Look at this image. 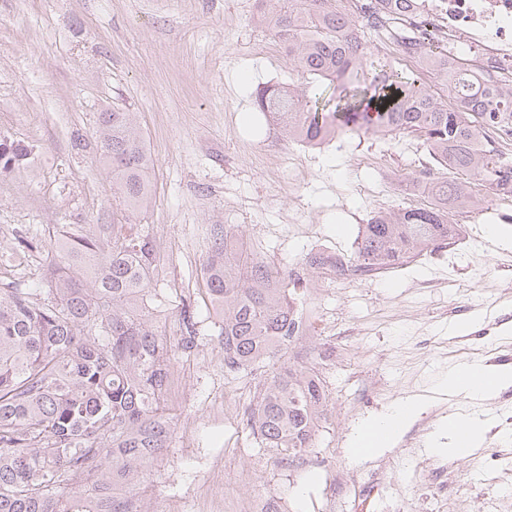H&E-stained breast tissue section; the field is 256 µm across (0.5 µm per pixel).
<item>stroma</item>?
<instances>
[{
    "mask_svg": "<svg viewBox=\"0 0 512 512\" xmlns=\"http://www.w3.org/2000/svg\"><path fill=\"white\" fill-rule=\"evenodd\" d=\"M256 0H0V139L28 146L0 171V280L16 232L32 239L30 285L42 282L59 230L108 237L136 225L157 245L153 318L178 342L194 311L195 348L176 352L168 448L137 491L144 512H239L255 497L275 512H512V386L486 400L448 395L457 365L512 368V202L473 182L480 224L457 215L455 244L374 276H308L296 307L308 328L292 367L314 369L326 393L311 448L295 462L261 445L247 419L279 370L224 366L200 268L210 229H235L257 256L296 267L311 251L352 256L372 212L428 205L419 185L451 178L412 136L341 135L316 148L288 142L254 105L268 84L299 83L284 50L259 26ZM372 58L426 87L444 80L409 66L392 38ZM134 113L154 165L146 207L123 206L99 160L100 113ZM305 220L291 224L288 211ZM414 397L422 409L396 443L354 458L362 422ZM453 415L483 421L466 457L431 453Z\"/></svg>",
    "mask_w": 512,
    "mask_h": 512,
    "instance_id": "stroma-1",
    "label": "stroma"
}]
</instances>
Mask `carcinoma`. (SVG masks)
Here are the masks:
<instances>
[{
    "label": "carcinoma",
    "instance_id": "obj_1",
    "mask_svg": "<svg viewBox=\"0 0 512 512\" xmlns=\"http://www.w3.org/2000/svg\"><path fill=\"white\" fill-rule=\"evenodd\" d=\"M257 22L268 28L303 75L329 81L331 94L310 87L269 86L260 111L288 140L316 146L339 135L369 131L411 134L430 157L461 178L431 181L422 208L375 212L353 256L322 252L301 266L330 267L339 277L365 276L406 265L456 243L468 208L483 207L471 183L498 199H512V158L482 147L487 131L512 120V92L504 94L463 67L448 69L437 46L395 34L448 79L436 95L388 63H377L361 85L369 48L365 35L405 25L410 0H258ZM101 159L126 206L150 199L153 160L133 113H100L95 131ZM28 159L26 149L0 142V168ZM202 263L204 292L215 315L224 365L234 371L278 357L303 323L294 294L303 287L295 268H282L244 250L226 258L233 228H211ZM33 244L15 234L14 266H24ZM45 288L0 285V512H134L136 490L168 447L173 417L166 412L175 350L151 318L156 297V251L133 224L112 225V241L60 235ZM178 347H195L194 313H181ZM318 374L283 366L265 387L249 419L267 448L293 462L312 441L324 416Z\"/></svg>",
    "mask_w": 512,
    "mask_h": 512
}]
</instances>
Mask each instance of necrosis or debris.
<instances>
[{
	"instance_id": "necrosis-or-debris-1",
	"label": "necrosis or debris",
	"mask_w": 512,
	"mask_h": 512,
	"mask_svg": "<svg viewBox=\"0 0 512 512\" xmlns=\"http://www.w3.org/2000/svg\"><path fill=\"white\" fill-rule=\"evenodd\" d=\"M410 11L412 30L447 44L449 63L472 55L476 78L512 90V0H411Z\"/></svg>"
}]
</instances>
